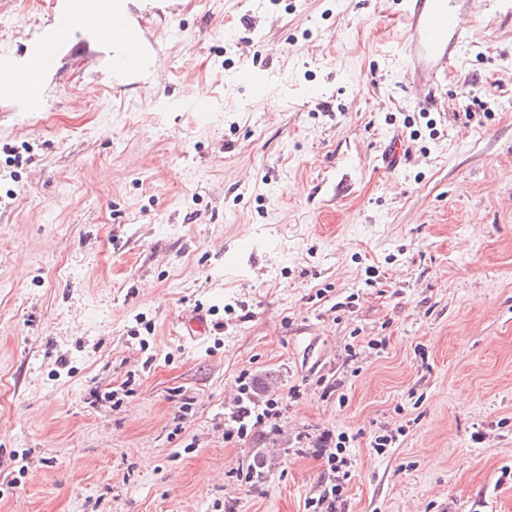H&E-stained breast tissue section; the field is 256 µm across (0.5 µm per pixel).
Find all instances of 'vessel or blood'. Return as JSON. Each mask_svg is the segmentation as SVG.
Listing matches in <instances>:
<instances>
[{
    "mask_svg": "<svg viewBox=\"0 0 512 512\" xmlns=\"http://www.w3.org/2000/svg\"><path fill=\"white\" fill-rule=\"evenodd\" d=\"M501 0H400L401 28L395 44L394 66L407 86L429 90L437 77L457 70L472 44L462 19L497 7ZM173 0H117L104 9L98 0L77 6L56 0L52 14L30 38L24 55L0 51V89H12L36 68L49 67L63 44L62 32L78 30L94 37L108 51L106 80L115 86L141 82L159 67L157 54L142 39L133 37L137 14L160 16L172 9ZM234 78L249 87L254 98H265L274 86L273 72L243 65ZM178 334L197 342L210 333L204 309L178 317Z\"/></svg>",
    "mask_w": 512,
    "mask_h": 512,
    "instance_id": "b4317fda",
    "label": "vessel or blood"
}]
</instances>
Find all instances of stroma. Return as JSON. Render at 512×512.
<instances>
[{
	"label": "stroma",
	"mask_w": 512,
	"mask_h": 512,
	"mask_svg": "<svg viewBox=\"0 0 512 512\" xmlns=\"http://www.w3.org/2000/svg\"><path fill=\"white\" fill-rule=\"evenodd\" d=\"M52 3L0 0V50ZM398 11L181 0L143 21L156 88L102 82L90 38L45 103L0 95V512H312L326 431L342 512H512V14L467 18L426 107L389 70ZM250 62L268 99L233 78ZM201 92L208 117L164 105ZM198 306L192 343L172 324ZM245 372L286 410L228 444ZM317 448H320L322 457L326 458L328 477L323 493L318 498L311 497L309 506L313 512H340L338 509L343 505L344 485L352 477L351 460L345 454L346 437L341 433L333 440L330 434L321 435Z\"/></svg>",
	"instance_id": "35a3bbf8"
}]
</instances>
